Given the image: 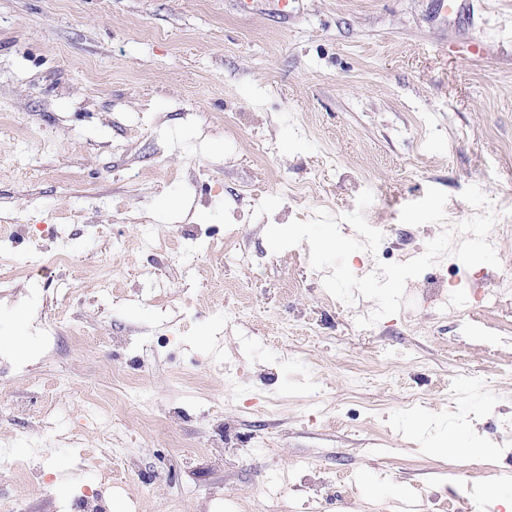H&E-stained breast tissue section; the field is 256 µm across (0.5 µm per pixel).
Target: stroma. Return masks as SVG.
I'll return each instance as SVG.
<instances>
[{
    "mask_svg": "<svg viewBox=\"0 0 512 512\" xmlns=\"http://www.w3.org/2000/svg\"><path fill=\"white\" fill-rule=\"evenodd\" d=\"M473 184L512 224V0H0V355L18 363L0 497L254 512L275 489L276 512H432L456 471L448 512L473 490L512 512L486 495L512 455V305L362 329L308 243L265 237L367 189L370 225L396 229L375 258L395 261L473 217ZM232 223L251 264L224 250ZM133 388L158 407L144 429ZM460 425L481 453L442 450Z\"/></svg>",
    "mask_w": 512,
    "mask_h": 512,
    "instance_id": "35a3bbf8",
    "label": "stroma"
}]
</instances>
